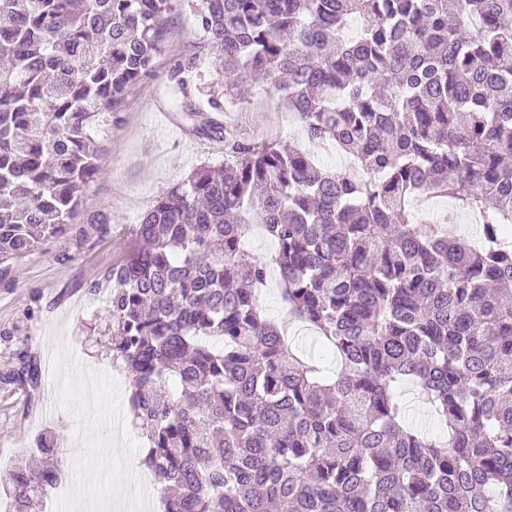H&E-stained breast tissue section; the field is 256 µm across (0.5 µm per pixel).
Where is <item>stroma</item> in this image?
Here are the masks:
<instances>
[{"mask_svg": "<svg viewBox=\"0 0 512 512\" xmlns=\"http://www.w3.org/2000/svg\"><path fill=\"white\" fill-rule=\"evenodd\" d=\"M164 26L153 73L130 90L121 120L107 119L101 127L105 170L84 191L82 213L107 214V230L88 221L77 224L25 256L0 263V456L33 458L36 438L55 435L64 451V479L81 498L101 487L116 499L162 497L156 482L140 485L131 466L147 442L139 429L123 427L128 378L92 331L104 313L105 295L89 287L127 256L132 230L155 200L200 165L224 161L223 140L187 124L167 90L172 68L201 31L192 12L178 4ZM218 69L204 55L186 75L188 99L205 117L218 118L245 143L298 141L296 121L262 88L228 111L214 112L210 100ZM23 344L40 372L34 390L3 379Z\"/></svg>", "mask_w": 512, "mask_h": 512, "instance_id": "obj_1", "label": "stroma"}]
</instances>
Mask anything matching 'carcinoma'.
I'll list each match as a JSON object with an SVG mask.
<instances>
[{
  "instance_id": "carcinoma-1",
  "label": "carcinoma",
  "mask_w": 512,
  "mask_h": 512,
  "mask_svg": "<svg viewBox=\"0 0 512 512\" xmlns=\"http://www.w3.org/2000/svg\"><path fill=\"white\" fill-rule=\"evenodd\" d=\"M172 0H0V259L63 235L103 173L94 138L153 72ZM201 55L238 101L255 86L307 147L224 139L141 216L111 286L106 347L129 375L164 512H512V0H193ZM356 34L345 35L352 22ZM328 146L347 164L323 168ZM448 199L434 223L419 198ZM461 213L472 237L448 233ZM259 224L275 250L248 248ZM288 317L337 371L265 316ZM5 379L36 388L26 350ZM413 382L440 439L409 422ZM4 479L31 512L63 477L43 442ZM263 306L266 314L279 323L284 322L288 318V306L281 298L279 288L277 286L276 274L271 275L268 286L263 293ZM288 334L293 348L299 352L320 356L336 367V359L322 347L320 340L307 327L296 322L290 327Z\"/></svg>"
}]
</instances>
